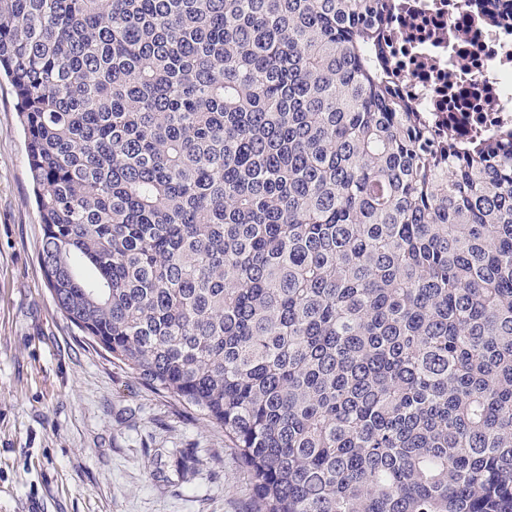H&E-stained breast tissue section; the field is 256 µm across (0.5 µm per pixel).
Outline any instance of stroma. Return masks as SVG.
Instances as JSON below:
<instances>
[{
    "mask_svg": "<svg viewBox=\"0 0 512 512\" xmlns=\"http://www.w3.org/2000/svg\"><path fill=\"white\" fill-rule=\"evenodd\" d=\"M15 96L0 79V512H250L223 427L57 309Z\"/></svg>",
    "mask_w": 512,
    "mask_h": 512,
    "instance_id": "stroma-1",
    "label": "stroma"
}]
</instances>
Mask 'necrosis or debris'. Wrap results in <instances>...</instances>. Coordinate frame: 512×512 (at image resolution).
I'll use <instances>...</instances> for the list:
<instances>
[{"instance_id": "obj_1", "label": "necrosis or debris", "mask_w": 512, "mask_h": 512, "mask_svg": "<svg viewBox=\"0 0 512 512\" xmlns=\"http://www.w3.org/2000/svg\"><path fill=\"white\" fill-rule=\"evenodd\" d=\"M394 88L466 144L512 128V0H390Z\"/></svg>"}]
</instances>
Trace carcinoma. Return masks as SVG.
I'll return each mask as SVG.
<instances>
[{
  "label": "carcinoma",
  "instance_id": "1",
  "mask_svg": "<svg viewBox=\"0 0 512 512\" xmlns=\"http://www.w3.org/2000/svg\"><path fill=\"white\" fill-rule=\"evenodd\" d=\"M388 9L0 0L55 304L252 512H512V131L411 111Z\"/></svg>",
  "mask_w": 512,
  "mask_h": 512
}]
</instances>
